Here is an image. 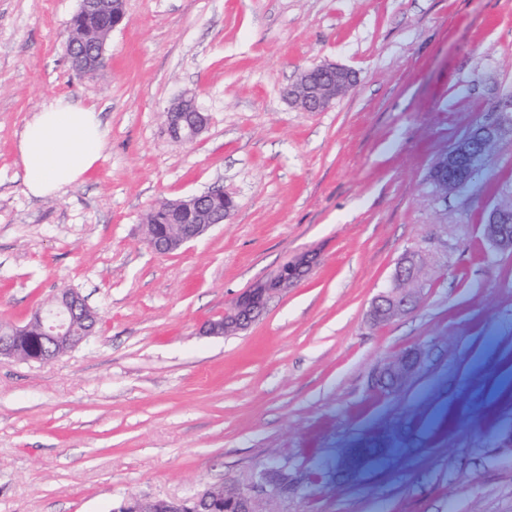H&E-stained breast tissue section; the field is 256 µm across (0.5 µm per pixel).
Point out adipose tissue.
Returning <instances> with one entry per match:
<instances>
[{"mask_svg":"<svg viewBox=\"0 0 512 512\" xmlns=\"http://www.w3.org/2000/svg\"><path fill=\"white\" fill-rule=\"evenodd\" d=\"M108 134L95 106L65 96L43 105L18 141L27 193L55 196L83 181L103 158Z\"/></svg>","mask_w":512,"mask_h":512,"instance_id":"ef3b65f1","label":"adipose tissue"}]
</instances>
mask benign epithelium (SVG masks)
<instances>
[{
	"instance_id": "obj_1",
	"label": "benign epithelium",
	"mask_w": 512,
	"mask_h": 512,
	"mask_svg": "<svg viewBox=\"0 0 512 512\" xmlns=\"http://www.w3.org/2000/svg\"><path fill=\"white\" fill-rule=\"evenodd\" d=\"M73 45L79 55L72 61L73 69L78 73L96 71L106 63V42L103 37L94 41L87 40L83 30L68 29ZM90 47L89 53L82 52ZM355 83L354 72L333 63L324 64L301 73L295 85L288 89L287 95L305 112H324L332 107L342 94L348 92ZM491 112L493 118L475 125L462 140L440 156L431 169V180L440 193L460 192L472 182L479 161L497 144L503 132L512 131V95H503L494 102ZM167 130L173 138L192 142L207 128L208 116L202 112L192 95L177 99L166 110ZM187 207L197 212L198 222L181 224L178 218L181 208ZM234 208L232 197L224 189L213 187L201 194L183 198L179 206L170 207L165 201L160 210L170 212L171 223L155 224L153 216L146 218V235L149 245L158 253L168 254L183 245L202 236L216 224L224 223ZM485 232L493 242L512 245V205H497L485 212ZM423 257L419 252H410L398 265L392 279L391 289L373 301L370 309L372 324L390 322L405 315L413 307L423 283L420 280V266ZM312 260L304 256L291 264H285L279 271L273 288H252L241 294L224 317L211 321L202 329L208 336H222L247 328L265 308L271 294L286 288L299 280ZM88 309L81 294L72 290L60 293L48 308L37 312V321L29 327H14L9 333L0 329V358H18L17 345L27 337L40 343L54 344L64 352H69L93 333L89 329L82 336H69L73 328L77 311ZM419 353L409 349L386 363L377 376V387L382 392H393L412 375L418 364ZM374 446L370 453H358L348 448L336 465V471L346 476L363 469L372 459L383 454L389 444L380 437L367 439ZM113 512H260L253 496L244 490L207 489L181 499L159 498L144 501L136 497L123 500Z\"/></svg>"
}]
</instances>
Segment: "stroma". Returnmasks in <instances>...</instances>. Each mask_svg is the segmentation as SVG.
I'll use <instances>...</instances> for the list:
<instances>
[{
	"instance_id": "stroma-1",
	"label": "stroma",
	"mask_w": 512,
	"mask_h": 512,
	"mask_svg": "<svg viewBox=\"0 0 512 512\" xmlns=\"http://www.w3.org/2000/svg\"><path fill=\"white\" fill-rule=\"evenodd\" d=\"M79 0H0V326L58 292L100 322L48 364L0 360V512H112L125 498L249 491L261 512H512V247L483 235L512 204V132L461 193L437 156L512 94V0H127L106 64L65 51ZM357 82L324 112L289 104L301 70ZM193 91L194 142L165 110ZM60 96L95 106L103 160L53 197L25 191L19 134ZM220 186L230 217L171 254L160 202ZM426 250L413 310L372 300ZM309 255L258 319L203 334L236 298ZM420 352L397 391L377 370ZM390 449L353 478L355 441ZM288 478L272 493L269 468ZM366 442H361L359 446L348 448L345 451V455L340 459L338 464L336 465V471L343 473L345 476L352 475L355 471L363 469L366 465H368L372 459L378 457V455L383 454L387 448H389V444L380 437H373L367 439V443L370 445H374L375 448L371 453L363 452L362 454H358V451L353 448H371L364 447L363 445Z\"/></svg>"
}]
</instances>
